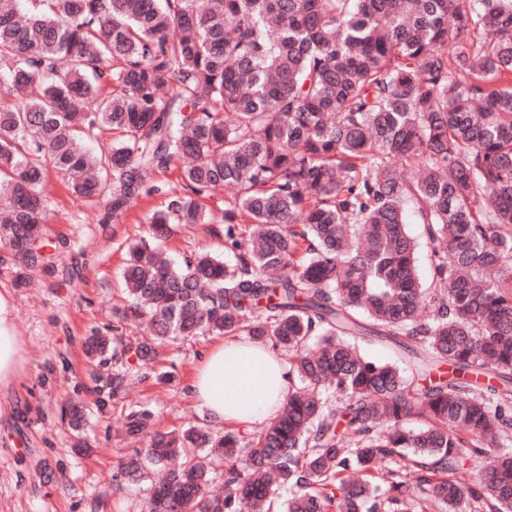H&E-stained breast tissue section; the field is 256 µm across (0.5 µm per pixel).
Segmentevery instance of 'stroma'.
<instances>
[{
    "mask_svg": "<svg viewBox=\"0 0 512 512\" xmlns=\"http://www.w3.org/2000/svg\"><path fill=\"white\" fill-rule=\"evenodd\" d=\"M154 192L129 211L103 222L104 204L72 193L51 175L46 186L52 238L60 247L55 270L34 271L36 287L19 288L10 262L0 263V289L14 300L16 328L26 341L28 363L8 395L15 413L0 424V512H142L146 487L121 474V464L144 440L126 433L135 407L152 411L159 430L212 424L189 396L188 383L215 336L158 348L137 361L146 326H119L127 303L122 280L129 241L145 236L148 219L169 197L182 194L178 166L157 170ZM175 258L223 253L212 227H177L161 244ZM118 330L117 357L93 360L84 342L93 331ZM122 376L121 389L112 380Z\"/></svg>",
    "mask_w": 512,
    "mask_h": 512,
    "instance_id": "stroma-1",
    "label": "stroma"
}]
</instances>
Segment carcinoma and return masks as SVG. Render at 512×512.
Here are the masks:
<instances>
[{"instance_id":"cac0c4a2","label":"carcinoma","mask_w":512,"mask_h":512,"mask_svg":"<svg viewBox=\"0 0 512 512\" xmlns=\"http://www.w3.org/2000/svg\"><path fill=\"white\" fill-rule=\"evenodd\" d=\"M26 2L21 18L0 0L16 285L54 268L49 171L85 198L112 183L108 221L153 191L147 171L188 158L152 238L214 223L202 200L229 187L234 262L131 243L120 319L152 327L136 354L243 334L287 351L298 382L257 431H153L151 411L130 413L148 440L121 473L165 470L146 512H512V0ZM94 129L109 152L86 148ZM360 342L399 349L423 382ZM85 347L117 355L105 336Z\"/></svg>"}]
</instances>
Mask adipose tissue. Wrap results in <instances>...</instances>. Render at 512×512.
Wrapping results in <instances>:
<instances>
[{
  "mask_svg": "<svg viewBox=\"0 0 512 512\" xmlns=\"http://www.w3.org/2000/svg\"><path fill=\"white\" fill-rule=\"evenodd\" d=\"M26 363L12 296L0 291V392L14 386ZM189 392L212 418L232 426L261 425L286 403L288 377L281 359L267 347L230 339L207 352L194 371Z\"/></svg>",
  "mask_w": 512,
  "mask_h": 512,
  "instance_id": "obj_1",
  "label": "adipose tissue"
}]
</instances>
